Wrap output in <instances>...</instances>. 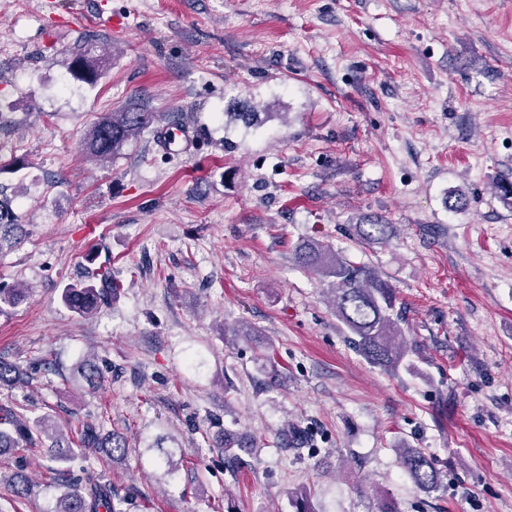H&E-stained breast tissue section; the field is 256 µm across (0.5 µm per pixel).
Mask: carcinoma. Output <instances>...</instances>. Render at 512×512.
<instances>
[{"label": "carcinoma", "mask_w": 512, "mask_h": 512, "mask_svg": "<svg viewBox=\"0 0 512 512\" xmlns=\"http://www.w3.org/2000/svg\"><path fill=\"white\" fill-rule=\"evenodd\" d=\"M104 51L92 40L84 42L73 53L75 71L89 84L96 83L102 74ZM231 119L248 126L257 120L252 103L243 99L237 102ZM154 112H143L134 107L105 114L81 141L82 150L99 161L118 156L129 140L157 122ZM360 239L375 243L389 240L393 225L373 219L367 224L356 225ZM25 234L22 225L8 204L0 202V253L4 246H13ZM297 261L306 269L329 281L334 294L337 319L348 333V341L369 363L384 370L396 371L404 362L407 349L394 316L396 295L394 288L382 279L376 270L365 264H356L332 252L327 246L314 240L301 245ZM118 285L111 272L98 269L91 277L79 284H71L61 293L62 303L80 316H86L102 306H108L117 297ZM74 376L94 388L99 382L95 363L86 359L74 368ZM29 379L28 370L22 366L0 360V388L12 387ZM46 435L56 447L54 474L63 491L49 512H126L133 505V498L120 495L98 484L95 475L88 474L85 482L68 478L66 463L71 455L68 449L96 448L110 459L123 458L128 454V444L118 433H101L99 425L91 422L81 426L76 439L61 441L49 434L48 421H36L31 428L21 415L6 407H0V453L20 448L33 435ZM400 465L415 486L423 491L436 490L442 475L432 458L419 448L400 450Z\"/></svg>", "instance_id": "cac0c4a2"}]
</instances>
